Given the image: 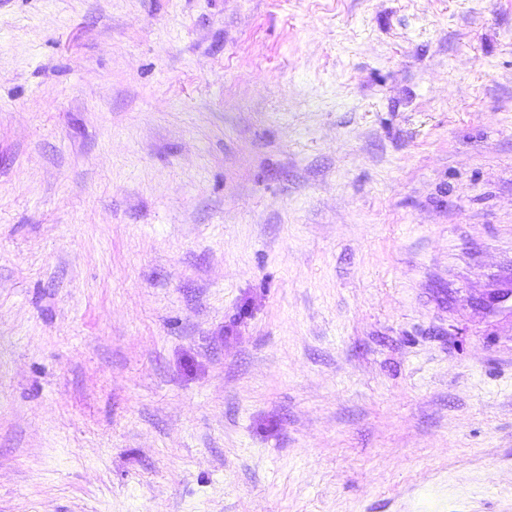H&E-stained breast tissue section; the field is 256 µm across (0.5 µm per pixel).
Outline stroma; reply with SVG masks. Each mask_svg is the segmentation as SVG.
<instances>
[{
  "mask_svg": "<svg viewBox=\"0 0 512 512\" xmlns=\"http://www.w3.org/2000/svg\"><path fill=\"white\" fill-rule=\"evenodd\" d=\"M0 512H512V0H0Z\"/></svg>",
  "mask_w": 512,
  "mask_h": 512,
  "instance_id": "stroma-1",
  "label": "stroma"
}]
</instances>
